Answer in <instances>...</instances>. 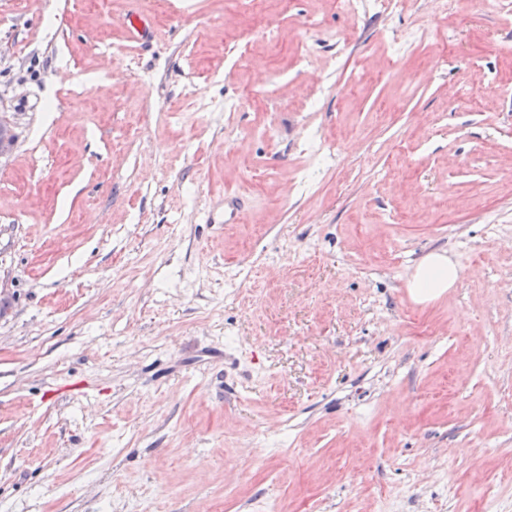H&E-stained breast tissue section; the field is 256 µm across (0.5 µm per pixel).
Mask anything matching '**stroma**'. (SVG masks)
<instances>
[{"instance_id": "1", "label": "stroma", "mask_w": 512, "mask_h": 512, "mask_svg": "<svg viewBox=\"0 0 512 512\" xmlns=\"http://www.w3.org/2000/svg\"><path fill=\"white\" fill-rule=\"evenodd\" d=\"M150 15L0 0V512H512V24ZM141 0H126L124 14L126 17L125 38L138 43L143 39L158 38L153 19L141 8ZM458 277V269L446 251H434L418 263L411 282L412 292L421 301L431 300L454 288Z\"/></svg>"}]
</instances>
